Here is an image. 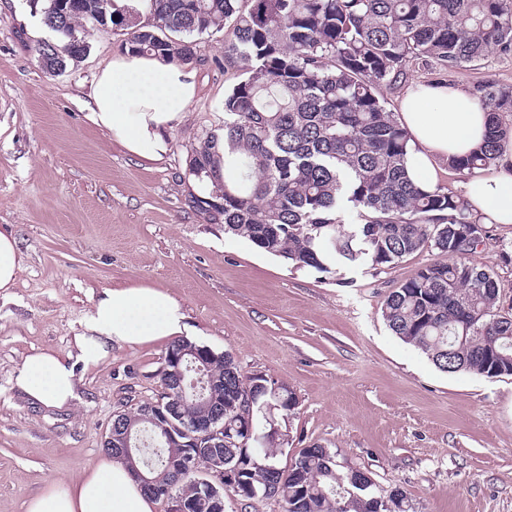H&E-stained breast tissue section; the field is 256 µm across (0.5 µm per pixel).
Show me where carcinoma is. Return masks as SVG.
Listing matches in <instances>:
<instances>
[{
  "label": "carcinoma",
  "mask_w": 512,
  "mask_h": 512,
  "mask_svg": "<svg viewBox=\"0 0 512 512\" xmlns=\"http://www.w3.org/2000/svg\"><path fill=\"white\" fill-rule=\"evenodd\" d=\"M82 21L105 22L125 32L122 49L153 53L184 64L196 53L195 36L230 28L224 63L243 78L224 98V156L209 133L194 149L189 173L206 167L226 176L196 197L224 232L296 268L330 273L336 267L391 266L428 246L439 259L421 267L392 291L382 317L404 343L443 372L487 377L512 375V315L498 309V285L484 266L461 260L483 242L486 228L465 199L438 186L411 181L405 158L409 136L377 94L408 78L412 61L440 70L478 65L497 50L512 52V0H48L43 23L61 38L36 48L44 68L66 67L85 55L77 34ZM477 101L490 109L484 143L448 167L475 174L495 165L512 147V89L477 86ZM357 223L344 224L343 210ZM465 339H460V336ZM212 404L192 394H160L155 404L176 407L177 424L206 420L224 408V426L243 422L252 377L229 353L210 355ZM147 405L123 411L139 431L141 468L160 486L172 487L191 512H216L190 475L177 480L170 464L188 451V438L161 440L160 419H143ZM242 437L224 444V467L240 466V490L253 485L284 502V512H408L407 495L359 475L322 445L302 449L288 474L279 472L281 443L244 452Z\"/></svg>",
  "instance_id": "obj_1"
}]
</instances>
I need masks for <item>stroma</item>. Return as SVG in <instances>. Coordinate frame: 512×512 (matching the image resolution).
I'll return each instance as SVG.
<instances>
[{
  "label": "stroma",
  "instance_id": "stroma-1",
  "mask_svg": "<svg viewBox=\"0 0 512 512\" xmlns=\"http://www.w3.org/2000/svg\"><path fill=\"white\" fill-rule=\"evenodd\" d=\"M47 0H0V225H12L25 266L0 296V512L103 456L127 401H155L169 340L113 346L77 368L79 398L53 408L26 401L11 379L36 350L60 354L104 289L160 288L183 307L189 339L230 353L240 371L285 385L298 402L272 416L287 467L308 445L338 451L413 512H512V376L444 373L394 336L387 296L436 260L425 247L379 270L324 275L296 269L225 234L192 203L193 149L240 78L224 65V35L198 39V91L170 132L168 152L131 155L85 118L96 71L122 52L121 32L87 28L88 49L60 73L35 54L55 40L38 27ZM466 89L512 87V53L445 74ZM469 262L492 269L512 313V224H493Z\"/></svg>",
  "mask_w": 512,
  "mask_h": 512
}]
</instances>
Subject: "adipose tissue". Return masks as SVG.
<instances>
[{"mask_svg":"<svg viewBox=\"0 0 512 512\" xmlns=\"http://www.w3.org/2000/svg\"><path fill=\"white\" fill-rule=\"evenodd\" d=\"M197 92L194 70L155 56L124 53L98 69L86 118L128 152L147 160L169 150L168 130ZM398 120L410 134L407 167L427 188L436 186V164L476 150L490 115L470 90L418 83L400 104ZM464 197L484 222L512 224V154L490 173L469 179ZM189 333L186 316L169 293L145 286L109 288L92 304L67 354H28L13 383L29 401L61 407L76 397V366H97L113 345H135ZM128 464L106 457L78 479L55 481L27 503V512H153Z\"/></svg>","mask_w":512,"mask_h":512,"instance_id":"adipose-tissue-1","label":"adipose tissue"}]
</instances>
